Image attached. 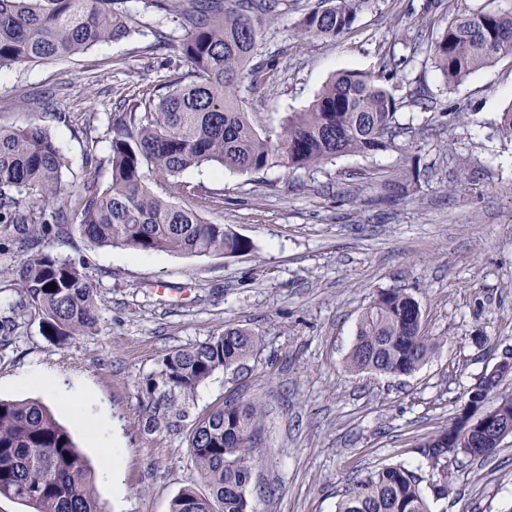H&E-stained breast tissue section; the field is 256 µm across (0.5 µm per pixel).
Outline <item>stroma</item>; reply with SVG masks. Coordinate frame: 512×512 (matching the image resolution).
Here are the masks:
<instances>
[{
	"label": "stroma",
	"instance_id": "1",
	"mask_svg": "<svg viewBox=\"0 0 512 512\" xmlns=\"http://www.w3.org/2000/svg\"><path fill=\"white\" fill-rule=\"evenodd\" d=\"M307 0L265 33L276 70L263 89L241 82L249 111L272 121L306 109L344 70L382 73L399 102L400 149L348 155L310 169L274 167L249 178L190 169L209 200L181 206L228 227L253 249L238 255L135 252L100 247L78 229L51 239L49 252L84 259L98 292L92 333L61 341L33 312L0 331V399L40 398L18 382L29 368L59 385L57 420L94 464L102 512H167L199 478L180 438L147 434L137 382L162 355L228 327L251 331L257 351L199 387L203 414L236 397L262 405L267 450L253 473L255 512H335L348 480L390 465L425 467L420 443L449 426L475 380L512 355V143L495 127L512 102V56L447 91L426 50L463 9L512 8V0H369L336 40L300 39ZM140 35L66 61L0 73V126H45L69 161L64 179L78 191L110 172L111 114L122 98L187 76L173 16L140 8ZM169 41L158 48L157 34ZM66 112L69 124L49 111ZM97 162L86 165V133ZM417 168L407 192L385 182ZM407 289L421 304L422 330L437 347L407 376L347 369L362 312L382 289ZM105 416L106 434L78 427L70 410ZM116 438L120 489L97 464L101 437ZM454 492L433 512H512V436L480 460L451 466Z\"/></svg>",
	"mask_w": 512,
	"mask_h": 512
}]
</instances>
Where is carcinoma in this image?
I'll list each match as a JSON object with an SVG mask.
<instances>
[{"label":"carcinoma","instance_id":"cac0c4a2","mask_svg":"<svg viewBox=\"0 0 512 512\" xmlns=\"http://www.w3.org/2000/svg\"><path fill=\"white\" fill-rule=\"evenodd\" d=\"M129 0H0V72L25 63L66 60L98 45L139 32ZM175 15L184 30L178 49L190 63L189 80L168 91L145 92L112 115L113 136L106 185L83 184L76 216L97 246L140 252L236 255L250 241L222 224H210L174 198L194 196L199 185L182 180L193 167L209 166L242 176L273 167L311 169L346 155H373L397 147L398 103L385 75L347 71L335 75L303 112L277 123L246 111L241 79L266 85L274 60L260 61L264 27L277 20L283 0H148ZM368 0H320L298 21L301 38L334 40L350 29ZM448 91L498 58L512 55V10L459 11L427 46ZM512 142V101L498 123ZM67 160L39 124L0 127V249L22 253L6 270L16 282L9 309L42 317L52 335L65 340L91 332L97 291L81 260L45 250L61 236L68 188ZM166 182L161 195L148 175ZM55 289H50L51 285ZM422 311L403 289L379 291L362 312L347 356L353 372L405 375L416 371L436 344L424 334ZM257 349L251 333L228 328L196 346L158 359L138 381L144 429L187 439L204 490L187 487L169 512H254L252 475L261 460L263 412L234 399L202 416L192 414L197 389L215 371L239 365ZM468 409L420 445L428 473L401 464L351 482L336 512H431L454 492L448 437L468 426ZM494 438L481 433L454 445L456 460L489 456ZM0 496L34 512H101L92 470L70 433L38 399H0Z\"/></svg>","mask_w":512,"mask_h":512}]
</instances>
